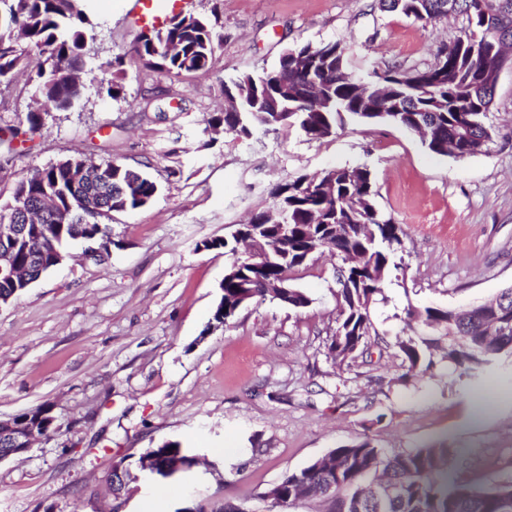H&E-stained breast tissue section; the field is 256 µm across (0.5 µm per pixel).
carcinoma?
<instances>
[{
    "instance_id": "carcinoma-1",
    "label": "carcinoma",
    "mask_w": 512,
    "mask_h": 512,
    "mask_svg": "<svg viewBox=\"0 0 512 512\" xmlns=\"http://www.w3.org/2000/svg\"><path fill=\"white\" fill-rule=\"evenodd\" d=\"M384 11H399L422 23L450 13L467 16L464 40L478 45L474 54L445 58L424 69L386 67L376 80L362 82L345 47L339 42L305 44L283 53L278 64L259 75L243 74L224 85V95L240 102V111L206 119L237 136L250 137L257 129L297 126L306 137H327L350 119L360 123L391 122L405 129L429 127L428 149L437 155L467 157L482 152L491 140L485 124L494 100V74L501 49L512 50V0H378ZM87 5L81 0H0V86H9L30 50L41 62L30 77L39 95L58 109L79 100L85 84L86 32L93 29ZM222 42L211 21L187 11L177 21L141 32L131 55L151 70L179 76L204 70ZM28 128H0V144L34 141L44 126L41 112L27 114ZM336 184L331 198L319 194L316 175H300L272 188L273 207L288 208V240L277 225L266 227L271 259L261 267L237 251L235 235L215 240L210 248L224 250L230 263L224 273V301L238 312L239 296L252 301L282 302L272 281L287 283L292 273L315 253L328 250L339 257L359 259L355 267L337 270L336 330L326 355L336 369L349 368L373 346L386 343L372 311L386 306V284L402 251L401 227L376 208L374 183L364 167H334L321 172ZM158 186L142 170L104 161L87 179L72 184L71 166L57 162L18 178L11 197L0 200V225L19 224L23 236H36L41 250L18 243L13 262L27 274L18 284L0 276V301L19 297L27 283L55 267L57 253L67 252L75 240H92L105 250L112 245L108 225L99 218L112 212L134 211L152 201ZM249 282L243 290L240 284ZM497 305L461 308L409 305L393 318L404 323L392 347L406 373L433 369V350L447 341L448 367L477 379L503 359L512 358V285L501 289ZM163 463L185 460L192 454L178 441L150 449ZM454 449L427 445L405 453H390L363 439L331 450L324 457L281 479L275 500L264 493L263 512H288L298 500L324 504L321 512H504L512 501V482L476 487L448 478ZM398 483L394 498L370 497L367 490L381 482Z\"/></svg>"
}]
</instances>
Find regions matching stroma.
Masks as SVG:
<instances>
[{"instance_id": "1", "label": "stroma", "mask_w": 512, "mask_h": 512, "mask_svg": "<svg viewBox=\"0 0 512 512\" xmlns=\"http://www.w3.org/2000/svg\"><path fill=\"white\" fill-rule=\"evenodd\" d=\"M189 8L217 13L224 38L207 69L169 78L128 55L139 34L131 0H95L93 78L82 97L49 109L32 150L0 159L5 196L22 174L79 154L141 168L158 184L149 205L109 217L104 262L72 245L62 264L0 304V418L44 407L54 419L49 437L0 462V512L255 507L286 473L365 437L397 452L444 444L458 451V478L512 481V364L472 389L443 360L399 382L401 360L383 347L337 370L325 342L336 327L340 260L327 252L291 281L309 307L253 302L208 331L227 259L201 247L271 207L279 183L364 166L378 208L403 230L392 304L373 313L387 341L402 328L395 309L493 297L512 283V68L487 114L492 139L469 157L436 155L390 123L349 121L318 140L291 127L215 135L206 120L222 111L225 82L272 68L287 48L342 43L369 80L392 64H435L468 23L462 15L417 22L377 0H190ZM119 54L125 91L115 99L107 63ZM33 94L23 72L0 87V127L25 126ZM165 441L195 449L209 467L133 482L114 497L113 465Z\"/></svg>"}]
</instances>
